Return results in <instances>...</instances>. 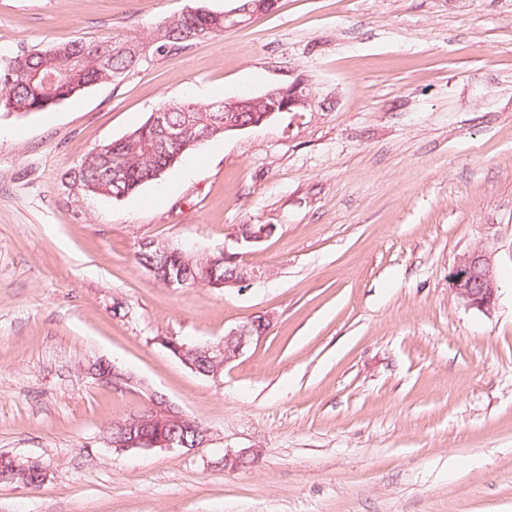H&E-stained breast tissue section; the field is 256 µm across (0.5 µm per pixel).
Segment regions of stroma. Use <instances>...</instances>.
<instances>
[{
  "label": "stroma",
  "mask_w": 512,
  "mask_h": 512,
  "mask_svg": "<svg viewBox=\"0 0 512 512\" xmlns=\"http://www.w3.org/2000/svg\"><path fill=\"white\" fill-rule=\"evenodd\" d=\"M237 0H0V59L144 38ZM302 83L311 107L192 150L119 199L82 158L160 107ZM275 234L246 289L170 288L142 243L219 252ZM493 255V309L448 274ZM266 337L216 378L158 339ZM103 361L140 379L114 388ZM210 429L193 450L120 452L149 392ZM257 462L224 467L228 453ZM0 512H512V0H277L241 28L151 54L46 112L0 110ZM2 459L10 460L11 464L2 465L1 482L18 483L28 487L40 486L46 479V471L37 460L29 459L22 462L10 456L2 455Z\"/></svg>",
  "instance_id": "1"
}]
</instances>
